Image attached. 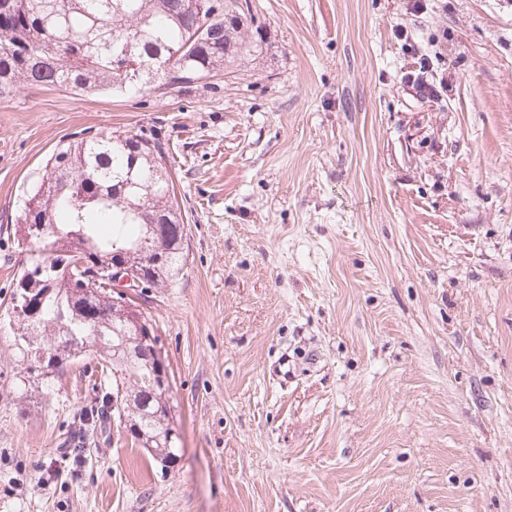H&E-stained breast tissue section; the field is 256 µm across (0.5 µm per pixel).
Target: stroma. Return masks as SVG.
<instances>
[{
	"mask_svg": "<svg viewBox=\"0 0 512 512\" xmlns=\"http://www.w3.org/2000/svg\"><path fill=\"white\" fill-rule=\"evenodd\" d=\"M250 2L261 54L186 90L0 102V301L76 133L158 134L186 214L144 303L177 463L94 433L72 464L93 359L19 396L0 321V512H512V0ZM418 60V69L414 73L408 74V82L412 85H415L420 93H422L424 96L435 98L445 88V82L443 81V78L439 81V83L433 81V79L432 81L429 80V72H431V75L434 76V64L431 58L422 55L418 58Z\"/></svg>",
	"mask_w": 512,
	"mask_h": 512,
	"instance_id": "1",
	"label": "stroma"
}]
</instances>
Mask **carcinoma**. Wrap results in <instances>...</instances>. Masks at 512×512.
Returning <instances> with one entry per match:
<instances>
[{"label": "carcinoma", "mask_w": 512, "mask_h": 512, "mask_svg": "<svg viewBox=\"0 0 512 512\" xmlns=\"http://www.w3.org/2000/svg\"><path fill=\"white\" fill-rule=\"evenodd\" d=\"M0 0V100L23 84L77 95H149L182 89L261 51L239 27L249 0ZM17 244L29 247L30 273L12 279L5 314L20 318L25 296L41 319L14 334L19 394L47 390L64 365L91 350L104 376L94 404L78 414L80 438L106 430L124 412L131 442L158 464L178 456L149 343L131 335L130 315L112 303V266L127 265L156 287L184 259V215L160 139L109 131L65 144L24 204ZM169 224L160 237L147 224ZM64 315L65 327L55 324ZM51 349L46 359L30 352Z\"/></svg>", "instance_id": "obj_1"}]
</instances>
